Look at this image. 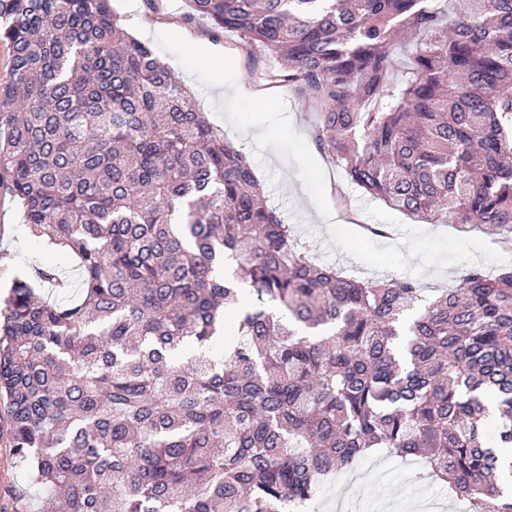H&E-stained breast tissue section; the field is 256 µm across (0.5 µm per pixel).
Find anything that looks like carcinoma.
Listing matches in <instances>:
<instances>
[{
  "label": "carcinoma",
  "instance_id": "carcinoma-1",
  "mask_svg": "<svg viewBox=\"0 0 512 512\" xmlns=\"http://www.w3.org/2000/svg\"><path fill=\"white\" fill-rule=\"evenodd\" d=\"M277 61L364 192L512 232V0H188ZM111 0H0V190L75 255L0 309V397L41 512H311L385 448L470 512H512V267L427 303L401 276L314 261ZM496 406L495 440L481 426Z\"/></svg>",
  "mask_w": 512,
  "mask_h": 512
}]
</instances>
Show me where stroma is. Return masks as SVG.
Here are the masks:
<instances>
[{"label": "stroma", "instance_id": "obj_1", "mask_svg": "<svg viewBox=\"0 0 512 512\" xmlns=\"http://www.w3.org/2000/svg\"><path fill=\"white\" fill-rule=\"evenodd\" d=\"M114 12L119 16L129 36L153 47L156 57L168 65L177 80L190 89L202 111L210 121L224 132L238 148L253 158V168L270 206L276 208L286 223L292 224L297 239L309 247L318 261L341 267L349 274L361 278L376 277V269L349 257L330 240V224L318 212L307 193L295 162L282 158L273 150L263 152L262 160H255L253 132L236 131L216 112L232 89L253 96L263 92V85L253 76L255 59L243 46L238 34L224 31L210 33L207 23L181 20L189 6L186 0H154L146 5L145 0H111ZM161 31L180 34L191 43L208 45L211 50L232 56L235 64V88L202 87L194 77L184 70L175 58L158 47L156 35ZM316 159L326 175V196L335 201L344 195L353 214L352 219H340V226L355 229L357 224H372L366 208L375 204V197L351 184L344 170L324 154ZM401 223L390 237L377 238V245L389 247L401 245L403 227L432 232H447L456 236L478 238L488 242L506 257L512 258V234L493 235L476 228H459L454 224L428 225L427 221L398 213ZM40 262L54 264L62 274L66 285L62 288L45 287L42 295L51 301L76 298L81 291V281L76 261L64 250L44 248L26 226L22 204L10 196L0 194V295L8 292L7 282L16 275H24ZM7 411L5 400L0 399V489L8 487L24 492L30 506H37L39 489L32 485L25 468L14 457L7 442ZM349 505V512H414L415 508L428 501L440 503L441 507L454 506L455 496L449 495L445 485L434 483L418 461L400 460L386 451L361 459L347 470L329 478L315 502L314 512H332L336 502Z\"/></svg>", "mask_w": 512, "mask_h": 512}]
</instances>
